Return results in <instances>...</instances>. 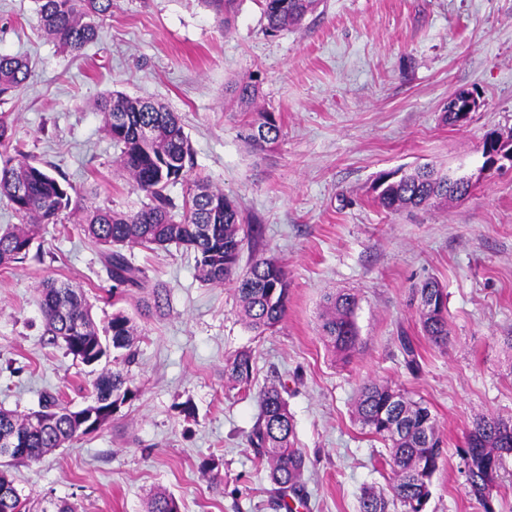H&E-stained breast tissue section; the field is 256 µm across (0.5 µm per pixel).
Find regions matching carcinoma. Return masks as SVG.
Masks as SVG:
<instances>
[{"label":"carcinoma","mask_w":512,"mask_h":512,"mask_svg":"<svg viewBox=\"0 0 512 512\" xmlns=\"http://www.w3.org/2000/svg\"><path fill=\"white\" fill-rule=\"evenodd\" d=\"M36 2L44 34L71 50L95 42L99 21L112 9V0ZM318 4L319 0H263L267 28L275 32L297 27ZM31 69L28 60L0 53V99L21 89ZM100 112L105 134L119 149L121 167L147 202L130 212L101 206L69 210L71 196L65 185L46 169L9 154L19 149L13 145L11 127L0 117V201L6 200L19 219V223L0 232V266L7 269L30 258L40 259V253H31L33 240L42 225L65 223L63 212L67 210L85 235L105 247L103 264L112 289L149 287L153 307L162 311L168 303L166 290L149 284L145 271L134 265L124 249L183 245L193 251L204 282L222 285L234 279L239 313L252 330L263 334L276 328L288 309L287 274L276 259L264 256L254 259L244 274H237L244 239L256 237L258 228L241 224L237 206L223 190L191 177L193 152L178 116L162 105L119 92L102 99ZM242 129L245 140L261 147L276 142L281 132L280 120L266 109L251 113ZM177 184L187 185L180 215L175 213L176 204L167 193ZM373 192L383 208L401 212L462 199L469 195V188L448 187V174L433 168L410 172L398 168L381 173ZM38 295L48 344L63 346L85 366L98 365L109 357L116 364L101 370L89 398H110L112 403L122 405L132 400L136 390L131 387L127 367L134 361L138 330L131 320L118 311L98 328L85 290L65 281L43 282ZM413 297L418 302L423 335L434 344L446 342V288L435 279H427L415 289ZM326 303L321 334L333 353L346 359L358 343L356 297L337 293L327 296ZM401 348L406 367L418 370L419 354L413 342L403 337ZM224 371L237 383H249L253 375L251 353H236ZM42 408L49 419L34 430L29 428L28 416L0 409V432L17 430L27 435L23 451L0 450V512H30L14 484L13 466L36 463L79 437L73 422L76 410L69 401L50 396ZM355 413L371 434L388 443L394 473L388 491L363 490L359 512H391V506L397 503L403 512H421L430 499L432 480L442 462V439L435 416L404 391L377 382L362 386ZM508 425L512 427L511 420L481 417L467 437L471 456L465 489L483 512H493L491 491L503 457L512 453V446L505 447L500 435V427ZM248 440L274 486L273 507L293 512L289 501L302 498L305 457L296 447L293 418L277 386L261 392L260 414ZM37 512H77V508L65 499H50ZM147 512H181V507L174 495L157 491L148 498Z\"/></svg>","instance_id":"cac0c4a2"}]
</instances>
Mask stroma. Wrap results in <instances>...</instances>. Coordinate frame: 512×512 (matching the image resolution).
<instances>
[{
	"label": "stroma",
	"instance_id": "1",
	"mask_svg": "<svg viewBox=\"0 0 512 512\" xmlns=\"http://www.w3.org/2000/svg\"><path fill=\"white\" fill-rule=\"evenodd\" d=\"M0 53L25 55L32 75L0 100L25 154L73 185L81 206L138 209L144 199L103 130L100 99L119 91L164 105L190 140L193 174L224 190L262 234L239 262L276 258L290 283L272 331L242 321L233 283L210 285L194 254L169 246L129 249L164 312L145 292L112 300L102 246L45 225L43 255L0 269V407L25 414L47 395L84 406L94 375L46 343L37 286L85 289L96 322L123 311L141 336L129 376L137 388L98 430L12 473L30 504L74 502L78 512H144L163 489L181 512H274L267 472L248 442L259 394L284 397L306 456L308 512H358L362 491L392 480L385 443L356 420L367 382L391 384L427 405L445 444L425 512H481L464 489L460 450L476 417L512 418V171L443 206L392 213L374 199L380 172L482 163L487 132L512 131V0H320L300 26L268 32L261 0H234L218 18L205 0H112L101 36L81 51L39 28L35 0H0ZM253 81L257 105L276 112L277 143L240 135L248 113L232 86ZM467 90L480 105L466 125L442 119ZM437 279L448 293L447 345L421 333L412 291ZM355 294L358 346L335 356L320 334L325 294ZM410 336L420 367L399 345ZM251 351L250 384L224 374ZM219 458L223 486L204 459Z\"/></svg>",
	"mask_w": 512,
	"mask_h": 512
}]
</instances>
